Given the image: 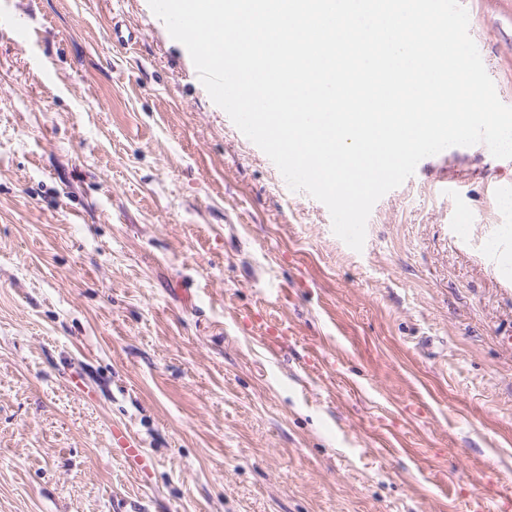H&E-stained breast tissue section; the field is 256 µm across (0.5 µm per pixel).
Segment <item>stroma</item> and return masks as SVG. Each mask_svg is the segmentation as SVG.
Segmentation results:
<instances>
[{"label":"stroma","instance_id":"1","mask_svg":"<svg viewBox=\"0 0 512 512\" xmlns=\"http://www.w3.org/2000/svg\"><path fill=\"white\" fill-rule=\"evenodd\" d=\"M461 2L512 107V0ZM193 70L148 0H0V512H512V159L424 158L357 252Z\"/></svg>","mask_w":512,"mask_h":512}]
</instances>
